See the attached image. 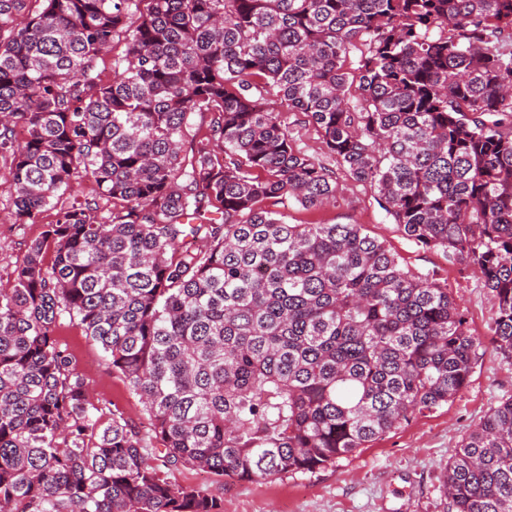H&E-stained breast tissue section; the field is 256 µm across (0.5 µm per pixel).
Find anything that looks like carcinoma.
<instances>
[{
	"label": "carcinoma",
	"instance_id": "obj_1",
	"mask_svg": "<svg viewBox=\"0 0 512 512\" xmlns=\"http://www.w3.org/2000/svg\"><path fill=\"white\" fill-rule=\"evenodd\" d=\"M281 107L404 237L481 274L512 360V0H0L12 216L56 210L0 288V512H224L162 468L313 474L466 387L479 341L447 286L361 224L289 222L338 189ZM78 180L95 198L60 202ZM67 322L161 465L94 401ZM443 488L512 512V397ZM280 112L282 120L288 126L296 144L309 155L323 160L325 163H331V166L334 167L333 162L327 158L322 139L315 127L309 123L308 118L298 112H288L285 107L280 108ZM58 337L72 354L77 370L92 385L96 396L124 411L142 434L149 435L148 421L142 413L138 397L130 391L119 374L112 372V367L105 360L100 348L76 325L65 327Z\"/></svg>",
	"mask_w": 512,
	"mask_h": 512
}]
</instances>
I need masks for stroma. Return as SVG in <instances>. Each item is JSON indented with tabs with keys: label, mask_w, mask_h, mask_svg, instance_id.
<instances>
[{
	"label": "stroma",
	"mask_w": 512,
	"mask_h": 512,
	"mask_svg": "<svg viewBox=\"0 0 512 512\" xmlns=\"http://www.w3.org/2000/svg\"><path fill=\"white\" fill-rule=\"evenodd\" d=\"M10 166L0 160V280H9L31 240L55 219L44 211L38 223L20 226L11 215ZM340 200L314 212L292 210L295 224H360L386 242L411 270L436 274L462 308L468 328L479 339L478 357L467 386L448 406L414 418L370 447L314 474L246 482L233 476L182 468L168 471L172 483L201 488L224 500V512H446L442 474L461 438L502 399L512 396V362L496 350L490 335L493 302L480 274L449 263L442 252L408 241L386 219L370 188L339 177ZM60 342L99 399L130 417L148 433L139 400L113 372L100 348L75 325L65 327Z\"/></svg>",
	"instance_id": "stroma-1"
}]
</instances>
